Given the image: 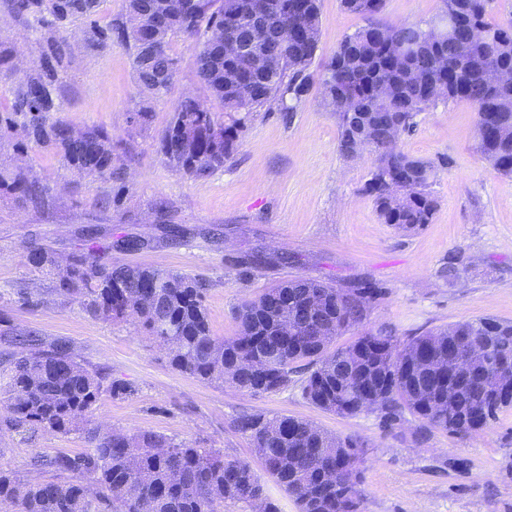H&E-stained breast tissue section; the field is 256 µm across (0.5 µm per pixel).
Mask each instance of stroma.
Segmentation results:
<instances>
[{"label":"stroma","mask_w":512,"mask_h":512,"mask_svg":"<svg viewBox=\"0 0 512 512\" xmlns=\"http://www.w3.org/2000/svg\"><path fill=\"white\" fill-rule=\"evenodd\" d=\"M441 0H385L381 18L426 23ZM320 36L312 70H322L345 36L365 26L340 0H319ZM74 45L61 78L58 119L73 128L97 125L126 147L112 179L92 180L57 157L29 146L25 161L47 185L51 204L22 209L0 196V357L10 332H35L71 345L79 359L100 369L129 393L104 391L94 420L134 435L152 431L173 442L217 448L228 460L250 462L281 512H298L294 501L264 477L250 439L235 430L243 412L306 420L364 444L359 469L363 512H512V411L472 437L433 433L414 443L413 423L388 431L372 415L345 417L310 405L293 386L253 396L175 371L165 351L133 320L105 322L71 296L58 294L52 276L28 265L24 249L36 242L59 256L82 248L97 233L108 263L175 270L206 284L204 306L215 336L236 331L233 309L264 288L294 277L334 284L367 280L384 294L361 326L338 336L336 346L361 331L386 328L399 339L465 320L512 321V176L498 174L475 150L476 112L466 101L421 112L398 148L433 162L446 160L431 186L439 201L431 224L410 235L379 218L363 187L372 154L348 159L338 150L336 115L311 88L295 112L260 109L239 134L232 159L203 177L172 169L157 150L178 99L196 96L212 112L221 104L195 73L199 40L174 37L175 85L154 102L145 129L130 111L139 99L129 49L90 48L83 32L66 30ZM43 33L13 17L0 0V41L35 63ZM140 245L128 250L123 240ZM465 249L472 264L455 284L438 271L450 254ZM84 431L33 440L0 431V470L26 479L52 477L34 471V455L48 458L85 452Z\"/></svg>","instance_id":"1"}]
</instances>
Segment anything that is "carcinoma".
<instances>
[{
    "mask_svg": "<svg viewBox=\"0 0 512 512\" xmlns=\"http://www.w3.org/2000/svg\"><path fill=\"white\" fill-rule=\"evenodd\" d=\"M102 2L9 0V9L48 29L82 20L87 41L129 48L140 89L130 117L136 127L148 123L152 104L175 83L172 38L205 35L196 75L231 123L220 124L192 95L176 103L158 148L185 175L203 176L224 166L245 124L241 114L273 104L293 112L315 83L324 105L336 112L343 156H352L356 137L367 133L374 166L365 191L379 217L403 234L431 223L438 208L430 190L435 165L397 149L416 116L433 105V95L446 104L464 100L474 106L477 152L498 173L512 175V84L492 87L485 81L490 69L512 72V19L489 21L494 0H442L441 12L424 27L376 19L384 0H340L367 24L346 36L316 74L310 65L317 46L299 56L284 45L294 18L282 8L283 0H168V13L149 27L135 25L133 16L151 14L154 0H125L124 13L106 27L97 21ZM250 33L272 58L270 68L253 78L244 58L224 59V39ZM71 51L68 38L51 33L36 65L20 74L11 65V52L0 51V69L15 77L11 111L24 117L14 151L22 154L35 145L79 175L110 180L112 136L99 126L75 131L52 119L61 110L59 77ZM390 171L406 176V195L388 193L382 176ZM0 192L34 209L49 205L47 188L23 166H0ZM25 259L99 319H135L167 345L172 368L199 380L228 383L252 395L297 385L315 407L344 416L372 412L385 429L401 427L410 416L416 443L435 431L479 433L512 410V321L482 317L405 341L384 329L367 331L333 350L336 337L363 322L383 289L293 278L242 301L233 311L236 334L221 338L211 331L202 284L178 271L107 265L90 247L60 261L51 248L33 245ZM469 265L464 252L454 253L441 277L453 284ZM119 295L142 304L125 314ZM287 322L294 327L288 336ZM12 344L14 351L4 360L8 413L0 430L31 439L83 429L93 447L74 456L32 457L33 469L51 468L61 473L56 479L23 482L0 470L1 505L17 512H91L92 500L99 499L112 512H224L226 505L248 506L257 498L263 512H279L246 461L226 460L214 448L176 444L150 431L102 430L93 413L105 376L78 360L67 343H47L20 331ZM478 344L486 353L474 358ZM450 388L456 400L448 411L441 398ZM363 398L377 406L365 407ZM233 425L249 435L266 473L299 512H361L359 440L302 419L259 413L239 416Z\"/></svg>",
    "mask_w": 512,
    "mask_h": 512,
    "instance_id": "1",
    "label": "carcinoma"
}]
</instances>
